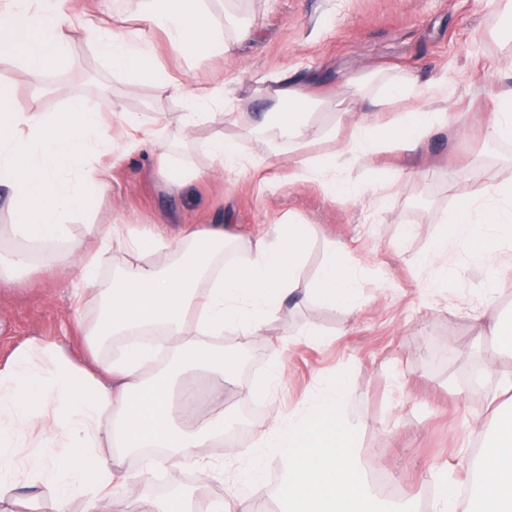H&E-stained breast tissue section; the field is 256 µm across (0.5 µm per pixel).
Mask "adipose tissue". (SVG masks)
I'll return each mask as SVG.
<instances>
[{
  "label": "adipose tissue",
  "mask_w": 512,
  "mask_h": 512,
  "mask_svg": "<svg viewBox=\"0 0 512 512\" xmlns=\"http://www.w3.org/2000/svg\"><path fill=\"white\" fill-rule=\"evenodd\" d=\"M66 2L0 0V58L20 62L33 84L67 61L73 19ZM219 2L112 0L113 13L136 15L140 27L115 32L92 26L86 33L113 71L150 79L162 94L179 99L182 127H195L206 118L232 122L244 135L265 139L274 154L291 155L295 179L316 183L349 203L356 202L358 193L338 179L341 169L392 150L418 152L447 126L446 110L421 108L397 112L389 124H378L380 113L397 102L448 98L447 80L422 86L410 74L384 69L350 76L344 101L318 97L310 84L289 75L274 78L263 93L266 108L257 122L242 112L226 86L188 87L161 66L149 31L160 29L168 42L193 57L231 53L250 39L252 28L219 9ZM319 112L335 113V122L315 121ZM106 113L126 126L124 139L100 138ZM343 126L351 134L338 152L308 154L312 143L334 138ZM145 149L157 155L162 174L173 184L198 174L191 156L177 151L163 117L143 127L115 97L102 108L73 99L58 112L19 110L1 86L0 194L15 217L13 233L28 247L0 260V283H12L17 269L30 266L32 254L52 260L71 243L69 221L85 213L89 188L109 183L105 157ZM444 221L428 258L435 268L433 287L447 288L467 272L448 264L449 245L464 249L472 263L495 261L475 312L477 319L494 325L500 343H507L499 328L498 284L512 272V184L488 180ZM85 232L93 245L74 268L80 284L100 285V269L113 242H122L131 256L111 284L100 285L102 314L87 333L90 349L158 327L170 355L192 365L193 372L171 381L154 368L152 348L125 346L101 359L95 376L64 358L53 343L28 345L0 369V497L13 496L20 487L35 494L49 486L54 490L51 512H67L75 495L84 498L85 512H108L115 489L127 479L122 458L142 448L166 449L172 463L193 464L202 477H210L213 466L205 450L224 434V387L210 388L216 412L190 429L178 426L172 396L191 394L193 373L230 375L214 338L227 332L262 335L289 300L349 310L359 293L354 273L333 248L315 276H304V224L278 222L247 237L230 235L219 224L204 231L184 224L163 238L129 236L121 224H89ZM155 253L165 254L167 264L149 262ZM348 395L345 377L337 376L316 395L305 396L287 420L256 429L251 447L237 456L228 498L206 512H263L273 496L287 503L288 512H384L357 468V426L345 410ZM36 424L42 427L37 452L21 461L22 429ZM273 460L281 466L274 487L267 480ZM434 480L439 494L432 512H512V411L497 418L483 441L470 506H462L447 476L438 474Z\"/></svg>",
  "instance_id": "adipose-tissue-1"
}]
</instances>
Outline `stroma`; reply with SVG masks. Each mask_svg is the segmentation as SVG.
Here are the masks:
<instances>
[{
  "label": "stroma",
  "mask_w": 512,
  "mask_h": 512,
  "mask_svg": "<svg viewBox=\"0 0 512 512\" xmlns=\"http://www.w3.org/2000/svg\"><path fill=\"white\" fill-rule=\"evenodd\" d=\"M77 24L68 63L47 75L34 92L27 72L0 59V84L13 91L15 108L46 112L62 109L69 98L97 106L108 89L127 112L143 123L165 113L170 136L201 144L215 128L203 121L193 129L177 125L178 100L160 93L149 80L115 72L81 30L91 19L122 32L137 28L133 18L110 11L109 0H71ZM235 12L251 21L250 41L227 55L191 64L153 30L159 60L189 86L223 80L233 95L251 99V115L263 105L254 92L265 80L288 70L328 96L343 92L357 70L386 67L413 74L419 84L448 77V125L415 156L397 151L368 158L345 170L348 185L364 188L356 203L331 198L317 184L293 180L288 156L272 157L266 141L224 125V136L259 167L238 174L211 169L202 152L194 158L202 173L183 186L172 185L148 154L114 161L107 190L90 189L88 210L73 222L74 238L88 224H126L146 236L179 224L203 228L230 226L246 236L268 224L311 227L304 274L314 276L325 252L346 245L344 261L360 288L357 309L346 312L314 303L285 306L264 335L224 337L226 354L242 353L233 379L224 385V418L233 438L215 440L208 455L231 466L248 447L257 427L286 419L305 395L345 375L347 412L357 424L354 454L364 478L384 475L396 492L373 487L381 501L396 499L411 512H429L431 476L447 472L451 482L472 489L469 479L481 441L470 424L491 426L492 401L501 383L512 379V351L491 336L489 327L460 309L486 287L489 269L468 266L465 252H448L449 263L467 265L466 277L452 290L427 297L433 271L426 257L443 225L441 217L473 192L469 171L478 166L512 180V144L489 143L485 126L494 119L502 95L512 90L505 60L512 47L495 36L507 26L495 0H236ZM458 182H449V175ZM81 310H74V301ZM98 289L79 287L70 274L42 266L0 286V367L29 340L57 342L65 357H83V329L98 320ZM282 339L284 371L266 380L270 344ZM253 390L254 408L242 399ZM389 434H381V427ZM149 478H140L143 455L126 457L130 479L120 501L186 499L204 507L225 499L230 474L201 479L188 465L155 454Z\"/></svg>",
  "instance_id": "1"
}]
</instances>
